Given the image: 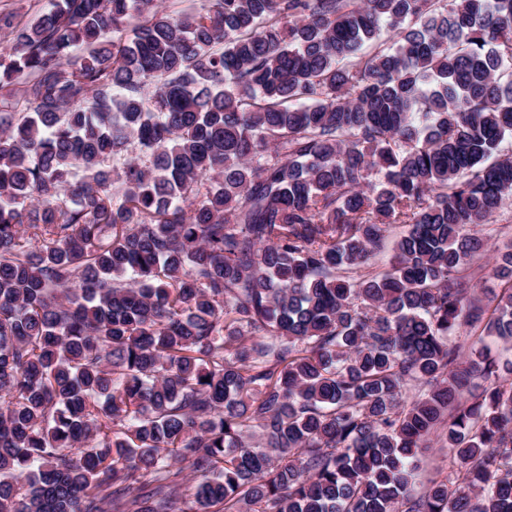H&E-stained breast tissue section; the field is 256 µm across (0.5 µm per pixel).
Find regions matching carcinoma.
<instances>
[{
	"instance_id": "1",
	"label": "carcinoma",
	"mask_w": 512,
	"mask_h": 512,
	"mask_svg": "<svg viewBox=\"0 0 512 512\" xmlns=\"http://www.w3.org/2000/svg\"><path fill=\"white\" fill-rule=\"evenodd\" d=\"M508 138L512 0H47L0 48V512H512L452 339L512 343V251L490 310L454 278ZM407 230V226L400 223L391 224L386 233V240L384 244V248L377 256V270L382 271L390 266V263L393 261L394 251H393V243L395 239L400 236L403 232ZM429 448H421L419 458L421 467L416 489L421 491L430 481H446L451 472L448 448L436 444V434L430 436Z\"/></svg>"
}]
</instances>
